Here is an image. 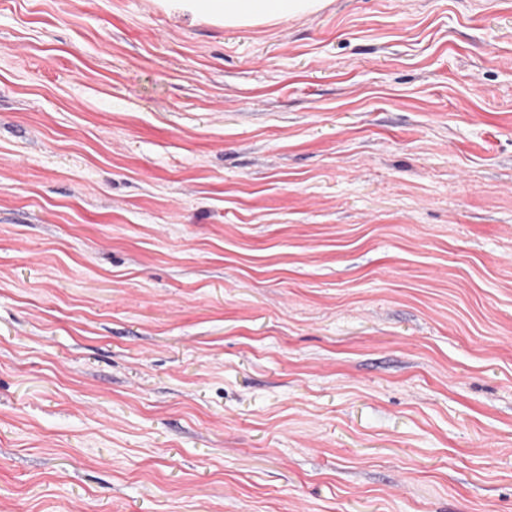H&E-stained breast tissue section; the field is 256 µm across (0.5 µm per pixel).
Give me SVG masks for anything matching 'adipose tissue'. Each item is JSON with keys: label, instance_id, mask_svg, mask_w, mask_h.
<instances>
[{"label": "adipose tissue", "instance_id": "adipose-tissue-1", "mask_svg": "<svg viewBox=\"0 0 512 512\" xmlns=\"http://www.w3.org/2000/svg\"><path fill=\"white\" fill-rule=\"evenodd\" d=\"M163 4L175 12L238 28L312 14L324 7L325 0H163Z\"/></svg>", "mask_w": 512, "mask_h": 512}]
</instances>
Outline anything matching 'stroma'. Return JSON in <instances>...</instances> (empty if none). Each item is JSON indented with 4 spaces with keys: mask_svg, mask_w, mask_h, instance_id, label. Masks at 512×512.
I'll list each match as a JSON object with an SVG mask.
<instances>
[{
    "mask_svg": "<svg viewBox=\"0 0 512 512\" xmlns=\"http://www.w3.org/2000/svg\"><path fill=\"white\" fill-rule=\"evenodd\" d=\"M0 512H512V0H0ZM175 12L224 24L250 27L293 19L320 11L324 0H163Z\"/></svg>",
    "mask_w": 512,
    "mask_h": 512,
    "instance_id": "stroma-1",
    "label": "stroma"
}]
</instances>
